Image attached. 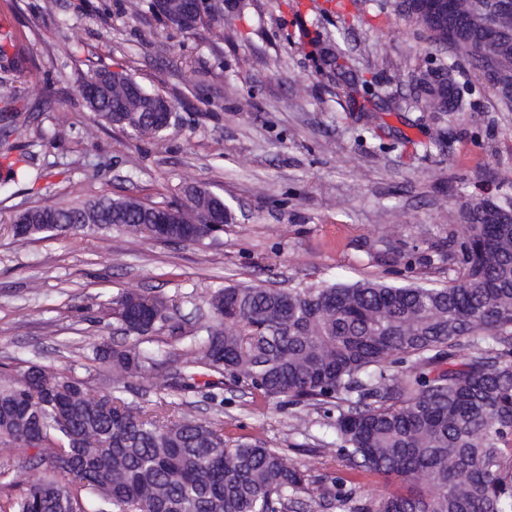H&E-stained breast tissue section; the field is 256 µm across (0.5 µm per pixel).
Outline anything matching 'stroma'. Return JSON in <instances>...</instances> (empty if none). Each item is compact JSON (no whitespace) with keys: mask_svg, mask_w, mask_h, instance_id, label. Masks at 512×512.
Returning a JSON list of instances; mask_svg holds the SVG:
<instances>
[{"mask_svg":"<svg viewBox=\"0 0 512 512\" xmlns=\"http://www.w3.org/2000/svg\"><path fill=\"white\" fill-rule=\"evenodd\" d=\"M206 24L180 32L140 0H0V18L21 36L35 65L24 79L0 71V97L20 93L31 111L13 135L17 175L0 164V373L40 363L95 388L112 367L92 361L102 344H135L107 302L121 290L167 301L172 320L146 347L180 354L209 325L205 298L221 284L308 288L323 282L453 279L449 225L484 193L512 195L496 174L512 169V112L500 110L481 74L459 62L465 111H419L411 81L447 62L430 34L398 13L397 0H236ZM339 41L371 93L396 102L369 122L325 68L303 31ZM131 75L170 101L174 126L138 135L92 121L80 94L90 70ZM65 122L64 138L44 136ZM202 186L224 198L232 219L210 247L160 242L125 231L32 240L15 217L44 203L100 195L170 202ZM183 396L198 419L224 427V444L260 441L289 462L313 467L309 493L290 512H347L329 478L368 500L395 481L317 458L336 432L322 413L267 400L232 383ZM308 416L307 430L297 427Z\"/></svg>","mask_w":512,"mask_h":512,"instance_id":"1","label":"stroma"}]
</instances>
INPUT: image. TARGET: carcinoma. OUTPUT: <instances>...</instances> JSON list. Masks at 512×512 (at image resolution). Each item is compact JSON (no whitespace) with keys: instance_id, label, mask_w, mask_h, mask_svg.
<instances>
[{"instance_id":"carcinoma-1","label":"carcinoma","mask_w":512,"mask_h":512,"mask_svg":"<svg viewBox=\"0 0 512 512\" xmlns=\"http://www.w3.org/2000/svg\"><path fill=\"white\" fill-rule=\"evenodd\" d=\"M397 10L422 24L433 44L450 47L478 71L486 68L480 20L491 17L500 38L492 48L512 66V14L496 0H456L453 42L416 11ZM199 0L180 31L214 12ZM186 13V0H164L168 22ZM30 58L17 34L0 23V69L21 77ZM115 73L89 111L140 135L168 129L161 96ZM0 145L30 126L17 98L0 100ZM424 112L439 98L416 93ZM230 219L224 199L195 189L183 202L160 205L101 196L70 205L46 204L19 214L13 233L30 236L120 227L165 242L206 244ZM446 287L380 280L280 289L227 284L206 298L212 324L193 336L171 387L199 388L197 376L229 377L272 400L303 403L336 414L339 454L359 472L398 477L405 490L350 512H512V197L483 198L448 225ZM127 334L146 336L169 321L158 298L119 291L109 301ZM92 360L123 370L113 390L33 363L0 377V512H288L309 491L310 475L279 448L262 442L224 447V433L163 395L143 405L121 396V384L169 363L160 353L99 345ZM27 451L25 458L16 449Z\"/></svg>"}]
</instances>
